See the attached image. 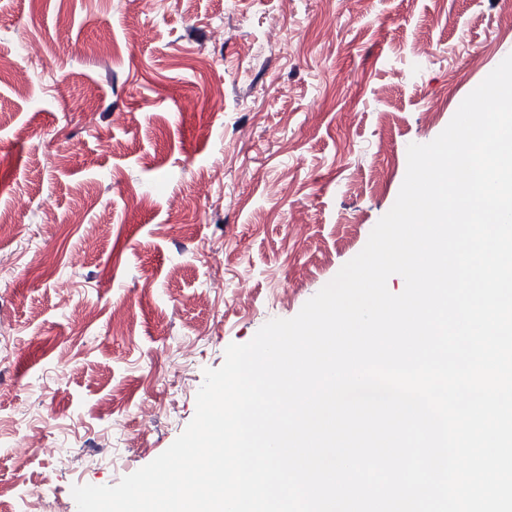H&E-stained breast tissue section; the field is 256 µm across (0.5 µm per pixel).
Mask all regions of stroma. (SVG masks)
<instances>
[{
    "mask_svg": "<svg viewBox=\"0 0 512 512\" xmlns=\"http://www.w3.org/2000/svg\"><path fill=\"white\" fill-rule=\"evenodd\" d=\"M512 54V0H0V503L165 451Z\"/></svg>",
    "mask_w": 512,
    "mask_h": 512,
    "instance_id": "1",
    "label": "stroma"
}]
</instances>
